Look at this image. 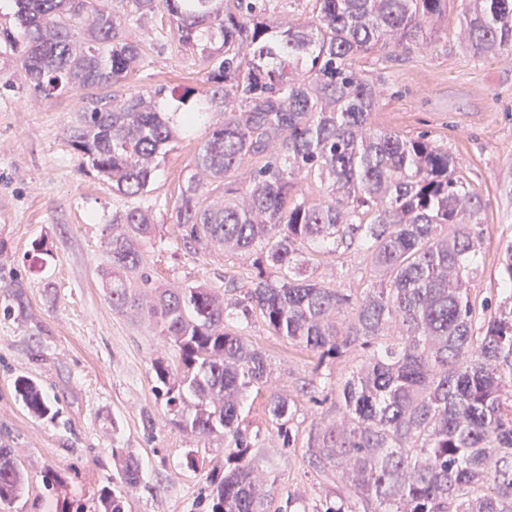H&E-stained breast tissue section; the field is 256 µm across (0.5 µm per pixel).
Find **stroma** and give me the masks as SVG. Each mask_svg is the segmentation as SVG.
Segmentation results:
<instances>
[{
	"instance_id": "1",
	"label": "stroma",
	"mask_w": 512,
	"mask_h": 512,
	"mask_svg": "<svg viewBox=\"0 0 512 512\" xmlns=\"http://www.w3.org/2000/svg\"><path fill=\"white\" fill-rule=\"evenodd\" d=\"M461 4L438 24L432 45L379 63L358 59L368 74H382L386 95L374 120L406 133L428 132L455 156L485 203L481 257L472 281L477 298L501 299L498 257L512 241V52L473 57L459 37ZM163 11L126 21L123 33L144 57L117 94L168 86L202 87L198 57L182 52L169 35ZM76 97L31 105L24 94L0 97V290L23 282L34 316L30 325L0 315V444L21 462L26 490L0 512H56L58 502L79 501L96 512L97 493L122 490L113 449L134 455L142 482L127 492V512H208L210 475L224 468V450L174 427L164 414L151 370L154 358L175 361L173 349L147 318L114 310L100 274L112 235L113 212L131 206L94 172L82 167L64 135ZM210 134L208 123L183 133L181 147L156 172L147 197L156 234L142 246L158 282L204 283L224 289V270H245L244 257L220 248L184 245L171 222L194 157ZM363 253L343 250L314 262V275L338 288L359 285ZM248 334L265 350L271 387L295 409L292 427L306 436L312 424L336 418V389L351 375L348 361L318 363L314 353L272 335L261 322ZM38 381L58 411L55 418L28 413L13 391L16 377ZM156 421L143 426L144 414ZM241 420L261 441L259 456L277 478L273 512H314L341 494L309 466L305 450L283 447L261 400L245 401ZM200 465L190 468L186 455ZM63 478L59 497L44 485L47 471ZM124 490V489H123ZM294 500H287V493Z\"/></svg>"
}]
</instances>
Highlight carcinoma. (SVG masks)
<instances>
[{
	"label": "carcinoma",
	"mask_w": 512,
	"mask_h": 512,
	"mask_svg": "<svg viewBox=\"0 0 512 512\" xmlns=\"http://www.w3.org/2000/svg\"><path fill=\"white\" fill-rule=\"evenodd\" d=\"M13 2L12 25L0 26V95L22 89L41 103L87 91L64 133L112 192L144 197L178 127L211 118L172 223L184 245L222 247L247 271L224 269L222 298L203 284H157L142 205L112 214L102 270L112 308L146 313L178 354L175 366L152 363L172 424L224 444L231 468L210 480V512H268L277 492L252 453L259 435L240 426L244 396L267 392L290 443V401L269 389L266 353L245 333L254 320L314 352L315 373L327 358L356 360L336 388V421L307 436L313 468L345 488L321 512H512V243L499 258L508 296L476 303L481 195L428 133L374 122L381 91L356 67L363 54L428 47L450 0H313L303 23L276 15L272 0ZM116 2L141 16L163 7L178 44L199 55L205 90L112 92L142 58ZM460 24L472 55L512 50V0H467ZM217 180L224 196L212 199L205 188ZM305 180L321 198L302 192ZM351 246L366 255L367 287H329L308 271L304 252ZM0 310L32 320L22 284ZM14 390L33 416L56 415L32 379ZM113 458L137 487L136 458ZM24 484L1 445L0 505ZM98 512H125L124 496L102 490Z\"/></svg>",
	"instance_id": "carcinoma-1"
}]
</instances>
